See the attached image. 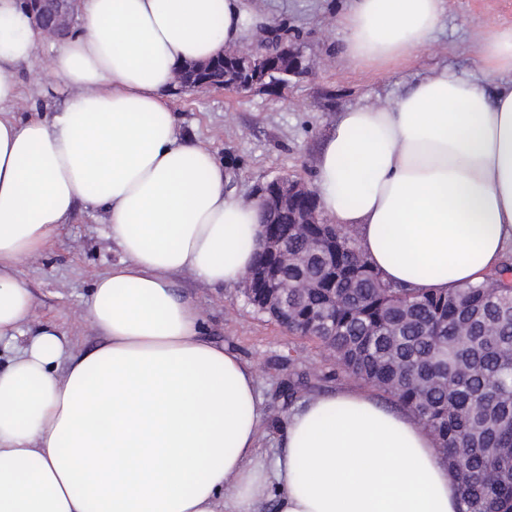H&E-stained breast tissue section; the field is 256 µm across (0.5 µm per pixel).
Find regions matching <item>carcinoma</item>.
<instances>
[{
	"mask_svg": "<svg viewBox=\"0 0 512 512\" xmlns=\"http://www.w3.org/2000/svg\"><path fill=\"white\" fill-rule=\"evenodd\" d=\"M336 248L288 264V280L320 274L321 288L288 290V325L327 319L318 336L348 375L391 396L437 438L460 485V512H512V288L495 274L456 292L416 294L384 283L347 229ZM318 227L278 224L304 257Z\"/></svg>",
	"mask_w": 512,
	"mask_h": 512,
	"instance_id": "1",
	"label": "carcinoma"
}]
</instances>
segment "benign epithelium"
Wrapping results in <instances>:
<instances>
[{"mask_svg": "<svg viewBox=\"0 0 512 512\" xmlns=\"http://www.w3.org/2000/svg\"><path fill=\"white\" fill-rule=\"evenodd\" d=\"M74 2L28 0V11L36 28L53 37H64L74 25ZM267 46L259 41L250 47H228L211 62L186 64L177 73L179 88H224L245 95L266 87L272 72L296 76L308 69L295 40L277 43L278 57L271 60L267 59ZM315 193V188L306 182L285 176L258 185L256 199L262 209V227L273 223L277 214L288 215V223L301 228L329 223L317 207L301 205L304 200H316ZM261 243L266 252L278 257V264L256 278H245L244 294L265 310L286 311L288 292L283 290L282 270L288 267V249L283 240L265 231L261 233Z\"/></svg>", "mask_w": 512, "mask_h": 512, "instance_id": "benign-epithelium-1", "label": "benign epithelium"}]
</instances>
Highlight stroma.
<instances>
[{"instance_id": "obj_1", "label": "stroma", "mask_w": 512, "mask_h": 512, "mask_svg": "<svg viewBox=\"0 0 512 512\" xmlns=\"http://www.w3.org/2000/svg\"><path fill=\"white\" fill-rule=\"evenodd\" d=\"M448 17L431 44L394 73L353 69L341 56L336 15L342 0H261L263 10L298 36L309 69L274 91L241 97L229 91L172 93L180 127L224 161L233 184L252 199L258 183L291 176L314 182L316 161L340 112L391 102L426 74L474 73L472 48L494 26L512 25V0H447ZM120 257L101 214L79 208L44 253L23 259L17 278L33 298L31 329L51 325L66 351L92 349L98 338L82 316L95 280ZM175 292L201 312V335L253 363L263 400L261 443L274 451L291 411L309 397L354 385L316 340L290 333L248 304L240 286L214 288L192 273L172 278Z\"/></svg>"}]
</instances>
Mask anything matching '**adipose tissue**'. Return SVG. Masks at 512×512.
Instances as JSON below:
<instances>
[{
    "instance_id": "ef3b65f1",
    "label": "adipose tissue",
    "mask_w": 512,
    "mask_h": 512,
    "mask_svg": "<svg viewBox=\"0 0 512 512\" xmlns=\"http://www.w3.org/2000/svg\"><path fill=\"white\" fill-rule=\"evenodd\" d=\"M48 66L51 117H16V71L43 49L21 0H0V512H458L436 437L367 389L293 412L273 463L255 367L200 337L173 289L188 271L232 286L252 268L261 208L212 150L179 130L176 70L257 41L245 0H80ZM446 0H347L341 54L387 70L430 45ZM478 74L436 71L389 104L340 113L318 154L322 214L357 235L387 284L448 292L501 269L512 247V27L474 47ZM101 211L120 261L85 317L102 342L66 356L26 329L17 263L77 204Z\"/></svg>"
}]
</instances>
